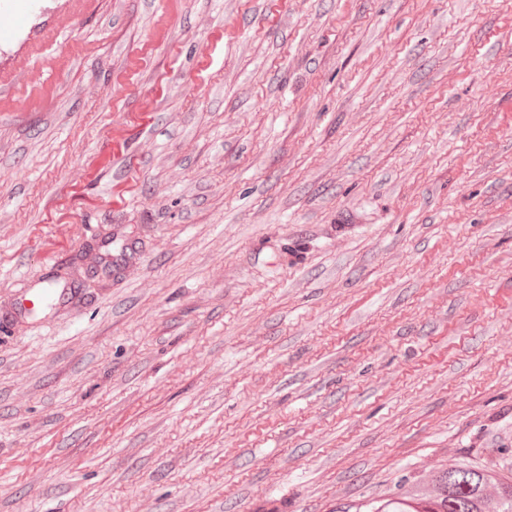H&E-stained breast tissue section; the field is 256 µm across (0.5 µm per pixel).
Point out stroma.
Wrapping results in <instances>:
<instances>
[{
  "mask_svg": "<svg viewBox=\"0 0 512 512\" xmlns=\"http://www.w3.org/2000/svg\"><path fill=\"white\" fill-rule=\"evenodd\" d=\"M56 274L0 319V512H343L497 458L512 0H58L0 55V315Z\"/></svg>",
  "mask_w": 512,
  "mask_h": 512,
  "instance_id": "stroma-1",
  "label": "stroma"
}]
</instances>
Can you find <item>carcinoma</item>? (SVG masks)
<instances>
[{"label":"carcinoma","mask_w":512,"mask_h":512,"mask_svg":"<svg viewBox=\"0 0 512 512\" xmlns=\"http://www.w3.org/2000/svg\"><path fill=\"white\" fill-rule=\"evenodd\" d=\"M494 461L465 458L437 467L399 493L368 500L358 512H512V450L498 449Z\"/></svg>","instance_id":"carcinoma-1"}]
</instances>
